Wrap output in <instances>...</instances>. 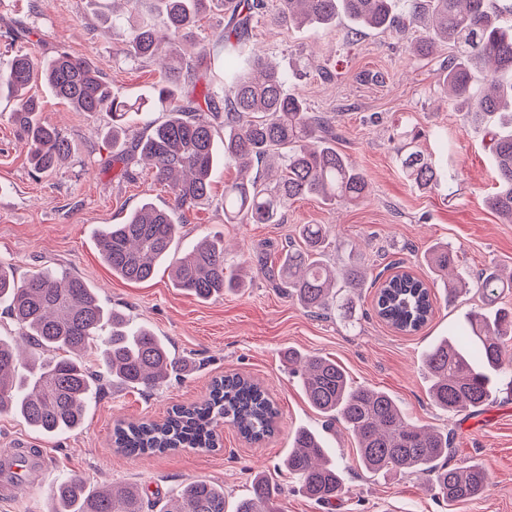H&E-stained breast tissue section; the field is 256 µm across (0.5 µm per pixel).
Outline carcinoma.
I'll return each mask as SVG.
<instances>
[{
	"instance_id": "obj_1",
	"label": "carcinoma",
	"mask_w": 512,
	"mask_h": 512,
	"mask_svg": "<svg viewBox=\"0 0 512 512\" xmlns=\"http://www.w3.org/2000/svg\"><path fill=\"white\" fill-rule=\"evenodd\" d=\"M168 37L154 25H130L126 56L157 59L161 82L146 100L130 102L112 93L87 59L58 52L41 60L16 56L0 71V99H16L11 112L17 135L29 145V162L38 173L55 170L71 153V143L55 126L41 120L38 102L25 96L31 84H47L77 112L112 114V142L126 138L132 118L164 112L148 120L138 137L139 158L151 162L165 183L171 204L144 203L122 224H105L97 247L112 273L131 282L154 276L167 260L174 286L206 301L243 285L240 266L231 262L218 240L203 239L182 255L172 253L179 238L178 215L210 198L221 159L235 164L239 178L224 184V223L281 224L295 201L314 197L325 205H353L368 192L365 175L336 149V136L305 100L287 91L291 76L268 57L253 52L246 35L265 8L264 0H223L231 29L196 59L183 51L211 0H159ZM340 16L357 28L404 32L424 25L416 52L431 57L453 42L458 54L439 69V81L451 98L466 106L473 124L499 116L502 131H490L498 190L487 204L505 224H512V0H281L277 21L298 27L329 26ZM223 59L219 82L197 91V70L207 60ZM224 112V155L216 147L212 117ZM408 180L420 189L448 185L453 194L456 166L439 170L418 150L400 147L396 155ZM300 244L286 245L278 264L260 265L269 279L296 298L308 312L330 313L338 292L353 294L365 286L367 269L359 263L326 261L328 233L320 224H304ZM431 271L445 279L451 303L465 282L448 281L456 254L446 245L426 256ZM483 306L468 313L465 324L451 327L422 359L428 395L440 410L455 414L489 400L495 385L512 390L507 379L504 343L512 336V309L497 306L512 277L490 268L475 283ZM0 302L7 305L19 336L33 351L20 357L17 343L0 339V412L21 415L36 431L60 435L85 424V410L105 374L112 383L153 390L182 371L183 361L169 344L145 325H135L121 311L108 309L80 277L45 269L18 280L13 267L0 262ZM375 311L392 328L421 330L434 312L429 285L405 271L385 280L374 298ZM285 360L301 368L303 394L325 419L342 423L352 435L359 464L382 475L415 473L449 502L480 497L489 484L484 466L450 464L445 432L408 421L387 393L354 386L337 362L288 349ZM278 409L256 381L238 373L214 379L208 395L188 406H175L167 417L115 424V449L127 455L161 454L179 448L217 449L215 426L222 422L247 441L271 435ZM288 473L309 499L329 505L344 492L343 469L325 447L321 434L298 428L284 460ZM281 488L256 476L233 508H226L224 488L206 479L186 484L174 504L157 506L137 486L90 489L77 475L54 482L49 512H280Z\"/></svg>"
}]
</instances>
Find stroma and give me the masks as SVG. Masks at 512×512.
Wrapping results in <instances>:
<instances>
[{
  "label": "stroma",
  "instance_id": "obj_1",
  "mask_svg": "<svg viewBox=\"0 0 512 512\" xmlns=\"http://www.w3.org/2000/svg\"><path fill=\"white\" fill-rule=\"evenodd\" d=\"M277 2L267 0L266 16L253 21L250 44L291 72L290 90L334 125L338 149L364 173L369 194L356 206L298 200L280 224H228L224 185L237 170L221 167L208 202L185 213L177 246L203 236L224 240L231 259L247 258L252 271L238 291L201 301L174 287L163 267L142 283L114 276L100 257L98 228L123 223L146 201L167 206V187L143 163L132 165L131 180L114 181L110 113L74 111L42 83L29 93L41 103L42 120L68 137L71 153L55 171L34 172L10 121L16 103L0 101V260L11 263L20 280L46 268L83 278L103 304L149 326L187 364L153 391L103 383L84 427L68 435L45 436L16 414H0V459L19 448H44L53 459L49 470L27 474L13 500L0 502V512H48L53 482L66 474L83 477L93 489L137 484L165 502L202 478L223 487L232 503L262 474L281 485L284 512H512V392L496 391L485 405L451 417L430 401L421 365L428 345L481 303L473 288L453 303L442 301L443 285L425 261L428 248L452 247L459 271L472 277L492 267L512 271V224L485 203L496 180L483 132L436 81L439 64L456 49L415 56L409 45L418 31L406 38L357 31L344 18L329 28L276 25L269 15ZM126 39V28L107 29L97 0H0V67L20 53L66 51L91 60L113 93L134 98L150 93L161 74L156 61L128 60ZM408 142L435 164L455 163L461 172L455 195L419 190L405 177L395 149ZM305 224L328 228L330 263L355 261L388 276L407 271L432 283L437 301L428 325L411 335L397 332L375 314L370 287L362 288L351 323L317 316L257 272L259 262L277 264L282 246L297 241ZM289 348L336 360L352 384L395 396L410 421L448 431L452 464L486 467V491L451 503L435 497L421 478L360 469L350 434L339 424L325 428L307 403L299 376L284 361ZM229 373L261 383L278 405L275 432L262 443H247L228 427L213 452L181 449L146 459L113 448L115 420H163L172 405L201 401L213 378ZM302 426L323 432L345 471V491L331 505L305 497L283 466Z\"/></svg>",
  "mask_w": 512,
  "mask_h": 512
}]
</instances>
